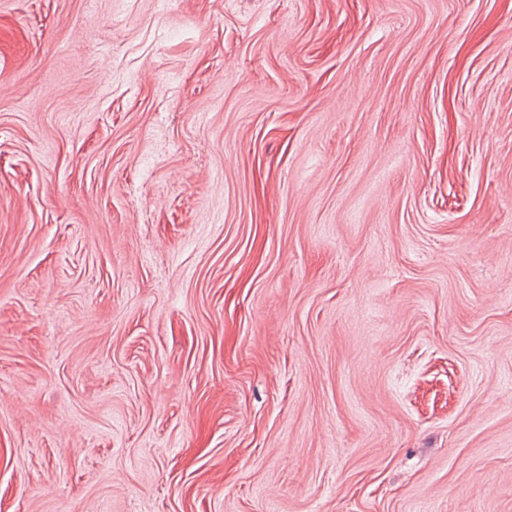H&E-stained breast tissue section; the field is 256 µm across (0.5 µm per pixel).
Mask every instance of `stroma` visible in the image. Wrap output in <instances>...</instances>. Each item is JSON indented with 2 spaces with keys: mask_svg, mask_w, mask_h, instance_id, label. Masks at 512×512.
<instances>
[{
  "mask_svg": "<svg viewBox=\"0 0 512 512\" xmlns=\"http://www.w3.org/2000/svg\"><path fill=\"white\" fill-rule=\"evenodd\" d=\"M0 512H512V0H0Z\"/></svg>",
  "mask_w": 512,
  "mask_h": 512,
  "instance_id": "stroma-1",
  "label": "stroma"
}]
</instances>
